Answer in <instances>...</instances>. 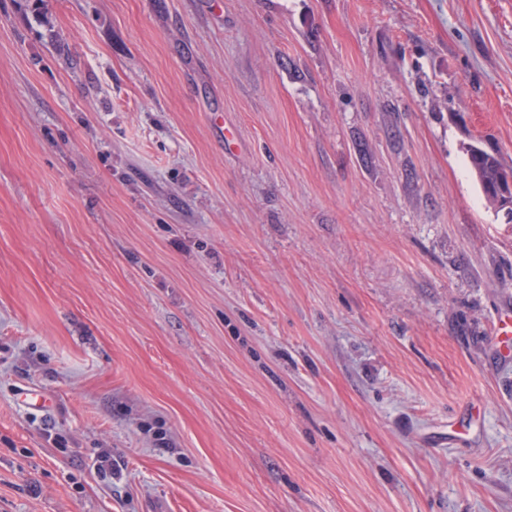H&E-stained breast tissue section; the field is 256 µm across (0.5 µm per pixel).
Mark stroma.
Segmentation results:
<instances>
[{
    "label": "stroma",
    "mask_w": 512,
    "mask_h": 512,
    "mask_svg": "<svg viewBox=\"0 0 512 512\" xmlns=\"http://www.w3.org/2000/svg\"><path fill=\"white\" fill-rule=\"evenodd\" d=\"M473 142L512 0H0V512H512Z\"/></svg>",
    "instance_id": "1"
}]
</instances>
